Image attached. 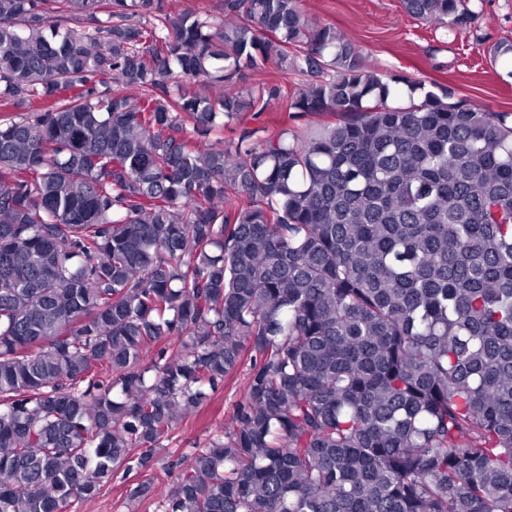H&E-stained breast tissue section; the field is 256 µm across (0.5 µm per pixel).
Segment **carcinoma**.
Listing matches in <instances>:
<instances>
[{
	"label": "carcinoma",
	"instance_id": "carcinoma-1",
	"mask_svg": "<svg viewBox=\"0 0 512 512\" xmlns=\"http://www.w3.org/2000/svg\"><path fill=\"white\" fill-rule=\"evenodd\" d=\"M219 3L0 0V512L148 466L246 360L232 429L130 498L512 512V112L375 73L300 0Z\"/></svg>",
	"mask_w": 512,
	"mask_h": 512
}]
</instances>
